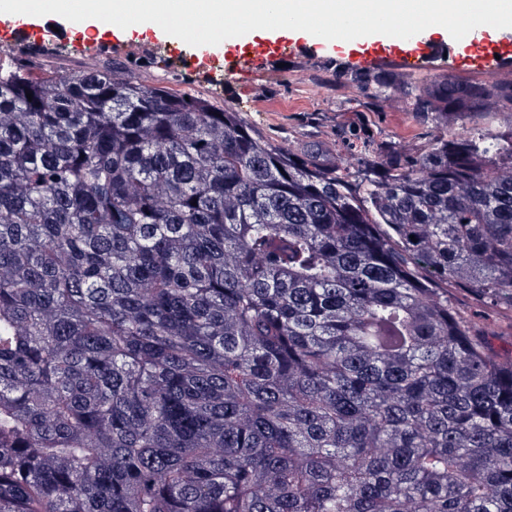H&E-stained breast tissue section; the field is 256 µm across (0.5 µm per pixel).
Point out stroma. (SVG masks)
<instances>
[{
	"label": "stroma",
	"instance_id": "stroma-1",
	"mask_svg": "<svg viewBox=\"0 0 512 512\" xmlns=\"http://www.w3.org/2000/svg\"><path fill=\"white\" fill-rule=\"evenodd\" d=\"M134 32L135 44L130 50L98 52L88 48L80 52L65 41L58 57L40 54L36 67L41 72L67 73L113 67L133 82L198 94L215 107L240 112L272 145L313 146L342 158L347 152L341 140L353 129H368L375 146L390 145L409 153L427 147L432 137L430 123L416 119L404 102L364 92L355 78L357 68L346 52H310L285 58L280 65L272 61L266 76L250 78L229 74L221 67L199 69L188 62L177 63L172 54L186 50L184 41L154 35L145 24L135 26ZM380 68L392 79L416 88L432 86L447 73L461 84L512 83V67L453 74L444 57L417 72L390 62L381 63Z\"/></svg>",
	"mask_w": 512,
	"mask_h": 512
}]
</instances>
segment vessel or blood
I'll return each mask as SVG.
<instances>
[{
  "mask_svg": "<svg viewBox=\"0 0 512 512\" xmlns=\"http://www.w3.org/2000/svg\"><path fill=\"white\" fill-rule=\"evenodd\" d=\"M0 33L40 38L51 35L52 30L40 16L0 13ZM66 34L74 42L85 41L95 48L117 45L128 41L131 36L130 30L106 22L92 34L86 33L81 23L71 22L67 25ZM300 39L299 31L288 29H279L275 34L247 41L234 37L225 39L224 68L238 74H260L268 57L295 54ZM338 46L356 56L360 66L370 67L379 61L391 60L407 71L424 69L441 52L447 54L453 67L459 70H496L503 63L512 61L511 40L482 39L474 31L451 44L441 40L391 37L376 42L342 40Z\"/></svg>",
  "mask_w": 512,
  "mask_h": 512,
  "instance_id": "obj_1",
  "label": "vessel or blood"
}]
</instances>
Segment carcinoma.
Returning <instances> with one entry per match:
<instances>
[{"label":"carcinoma","mask_w":512,"mask_h":512,"mask_svg":"<svg viewBox=\"0 0 512 512\" xmlns=\"http://www.w3.org/2000/svg\"><path fill=\"white\" fill-rule=\"evenodd\" d=\"M32 65L0 63V512H512V361L455 297L512 311V85H389L431 146L343 165Z\"/></svg>","instance_id":"cac0c4a2"}]
</instances>
